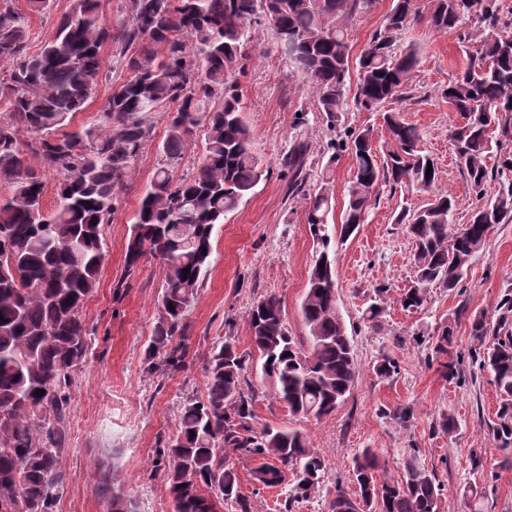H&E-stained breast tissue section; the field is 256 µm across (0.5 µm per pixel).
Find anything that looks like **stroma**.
<instances>
[{"instance_id":"1","label":"stroma","mask_w":512,"mask_h":512,"mask_svg":"<svg viewBox=\"0 0 512 512\" xmlns=\"http://www.w3.org/2000/svg\"><path fill=\"white\" fill-rule=\"evenodd\" d=\"M28 19L29 44L40 48L56 31L59 14L69 0H55L54 12H32L27 0H11ZM395 0H374L347 27L350 61H357L371 35L383 27ZM422 18L398 38V47L414 46L419 65L407 100L389 102L405 122L415 125L421 142L440 171L434 190L406 195L382 193L366 224L346 241H331L328 253L336 261L340 314L353 340L358 365L354 389L336 411L316 420L291 415L273 402L266 381L253 373L256 393L254 431L264 427L297 429L328 461L326 481L319 493L295 503L291 512H328L336 487L349 495L355 455L369 448L378 453L390 475H398L402 458L418 449L443 488L441 512H470L464 491L485 487L492 512H512V448L495 447L490 427L496 419L499 395L489 372L471 367L468 380L444 376L429 362L427 345L418 332L452 321L453 352L468 355L474 347L470 321L492 312L499 297L512 288V224L496 225L489 244L471 263L454 290L430 288L417 310L403 309L399 294L415 278L412 243L393 218L403 203L426 205L435 192L458 202L456 225L466 224L476 197L460 172L451 132L461 124L441 90L462 72L476 47L460 42L455 32H439L424 20L428 0H415ZM255 50L233 74L242 94V116L252 135V147L268 169L267 176L239 207L215 225L213 252L198 298L190 308L182 341L184 367L172 374H148V345L160 316L158 300L164 270L154 258L142 260L135 272L125 268L124 244L145 185L160 162L158 147L166 135L167 115L155 113L154 138L136 164L135 175L119 191L122 203L104 229L105 261L96 291L84 305V317L94 334L85 362L73 377L67 417V482L57 512H106L100 489L113 481L135 502L136 512H174L163 470L155 466V450L175 437L178 412L186 398L206 392L204 361L213 344L232 337L240 352L252 349L245 322L248 309L270 295L280 299L285 323L297 343L308 342L301 316L308 278L320 251L306 223L303 199L289 197L288 169L283 159L295 137L308 142L306 192H315L322 170H329L335 203L329 226L341 224L352 179L348 153L333 154L336 129L372 128L375 145L388 139L382 110L365 111L348 104L338 122H329L285 55L268 23L249 28ZM127 72L107 67L85 111L71 121V129L97 124L113 85ZM387 288L386 310L378 328L361 321L376 286ZM392 357L398 370L377 376L373 367ZM407 411L399 419V411ZM454 417L457 427L445 434L442 414ZM240 491L254 512H279L284 487L256 488L251 462L236 463Z\"/></svg>"}]
</instances>
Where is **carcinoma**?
<instances>
[{
  "label": "carcinoma",
  "instance_id": "obj_1",
  "mask_svg": "<svg viewBox=\"0 0 512 512\" xmlns=\"http://www.w3.org/2000/svg\"><path fill=\"white\" fill-rule=\"evenodd\" d=\"M373 0H125L117 27L100 13V0H70L52 41L30 51L24 17L0 0V62L12 69L0 78V512H56L66 484L67 388L81 364L91 333L83 307L99 284L105 254L104 226L120 206L118 190L135 170L152 140L151 114L168 113L162 161L146 184L126 240L125 264L133 271L146 256L165 270L161 313L148 346L149 358L163 355L166 371L182 369V355L170 347L186 331V316L202 285L213 251L215 225L237 209L267 174L252 149L242 118L241 98L230 71L249 58L246 30L264 19L283 51L308 83L320 111L331 121L346 105L350 62L347 23ZM420 14L413 0H396L382 29L358 58L355 104L371 111L407 93L419 52L395 50L398 36ZM427 22L455 31L479 45L476 56L442 89L461 115L452 133L456 163L477 197L468 224L450 232L457 201L437 194L421 208L404 206L394 223L414 244L415 280L399 299L420 308L428 290H452L472 260L485 250L490 231L512 224V39L498 29L512 25V13L497 0H431ZM151 48L128 54L143 43ZM119 50L129 77L112 87L99 123L62 135L61 127L83 111L99 84L103 45ZM388 142L378 151L370 128L345 132L337 148L351 154L353 178L339 240L365 222L382 190H430L439 169L422 147L415 126L399 113L383 115ZM206 127L205 156L190 175L175 182L171 168L183 158L187 137ZM32 135L23 145L17 132ZM496 165L488 166L490 155ZM308 143L295 139L288 150V195L305 186ZM431 175H426L427 164ZM56 173L59 188L51 210L43 207V175ZM495 194L484 197L488 182ZM329 178L306 198V221L322 251L309 275L301 304L308 348L300 347L285 324L281 301L268 296L246 315L251 345L272 399L293 415L320 420L336 411L358 376L352 338L339 313L335 264L326 217L332 207ZM190 268L188 274L183 269ZM383 287L361 320L379 325ZM452 323L434 329L431 359L458 376L459 360L448 358ZM471 360L487 368L499 394L492 426L496 447H512V289L504 291L492 316L476 315ZM249 360L232 338L214 345L206 358L207 391L187 399L178 414V434L157 450L164 465L174 512H253L240 495L232 458L257 462L253 480L264 488L288 484L280 512L320 491L325 459L304 433L290 428L253 431L255 394ZM45 393L36 395V390ZM358 497L341 487L331 512H440L442 488L434 471L416 454L403 459L402 473L387 475L370 448L354 458ZM111 512H133L119 490L103 488Z\"/></svg>",
  "mask_w": 512,
  "mask_h": 512
}]
</instances>
